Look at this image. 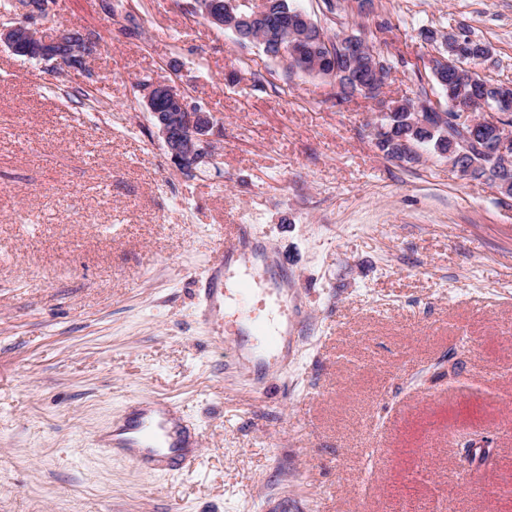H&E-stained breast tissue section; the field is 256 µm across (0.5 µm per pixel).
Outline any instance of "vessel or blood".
Segmentation results:
<instances>
[{
    "label": "vessel or blood",
    "instance_id": "1",
    "mask_svg": "<svg viewBox=\"0 0 512 512\" xmlns=\"http://www.w3.org/2000/svg\"><path fill=\"white\" fill-rule=\"evenodd\" d=\"M252 234L251 227L240 224L233 235L225 237L224 249L213 264L209 286L204 291L201 311L204 321L212 324L222 318L225 298H232L242 306L241 320L250 325L259 344L248 356L238 359L241 367L281 359L286 341L278 328L266 320L271 304L264 294L246 284L234 290L222 286L226 264L242 250ZM136 407L134 415L120 421L121 437L94 436L90 441L93 451L99 454L119 452L138 469L154 475L196 470L201 463L198 443L189 425L178 418L176 408L154 397L138 399Z\"/></svg>",
    "mask_w": 512,
    "mask_h": 512
}]
</instances>
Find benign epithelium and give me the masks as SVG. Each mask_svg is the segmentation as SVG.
Instances as JSON below:
<instances>
[{
  "label": "benign epithelium",
  "instance_id": "1",
  "mask_svg": "<svg viewBox=\"0 0 512 512\" xmlns=\"http://www.w3.org/2000/svg\"><path fill=\"white\" fill-rule=\"evenodd\" d=\"M238 0H194L193 9L201 12L218 28H232L242 39H253L255 29L264 24L270 14V0H261L257 7L240 9ZM15 7L23 21L11 26H0V44L16 55L52 60L79 69L86 59L98 51L96 42L84 37L77 29L57 26L40 31L30 21L41 18L52 9L48 0H16ZM144 102L154 117L165 150L175 165L192 169L212 159L215 146L209 138L213 128L210 113L189 104L184 90L171 83L149 82L145 87ZM455 123V115L439 110L432 102L417 106L412 125L434 132Z\"/></svg>",
  "mask_w": 512,
  "mask_h": 512
}]
</instances>
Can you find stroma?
<instances>
[{"instance_id":"1","label":"stroma","mask_w":512,"mask_h":512,"mask_svg":"<svg viewBox=\"0 0 512 512\" xmlns=\"http://www.w3.org/2000/svg\"><path fill=\"white\" fill-rule=\"evenodd\" d=\"M293 4L386 61L379 99L193 0H55L37 27L99 46L79 70L0 47V512H512V195L373 135L381 104L443 99L421 29L466 28L512 80V0ZM144 79L211 113L210 162L170 160ZM230 224L288 308L266 388L198 314ZM141 396L193 423L196 471L87 450Z\"/></svg>"}]
</instances>
